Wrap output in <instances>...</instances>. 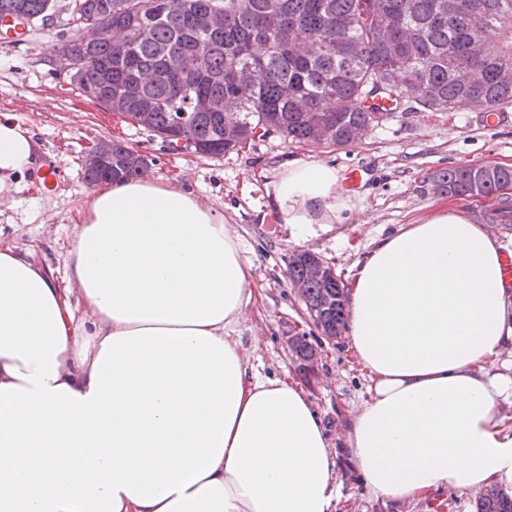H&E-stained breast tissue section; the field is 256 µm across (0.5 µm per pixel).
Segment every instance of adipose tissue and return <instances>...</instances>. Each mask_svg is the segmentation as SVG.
<instances>
[{"instance_id": "1", "label": "adipose tissue", "mask_w": 512, "mask_h": 512, "mask_svg": "<svg viewBox=\"0 0 512 512\" xmlns=\"http://www.w3.org/2000/svg\"><path fill=\"white\" fill-rule=\"evenodd\" d=\"M0 115V193L36 164ZM335 166L294 159L271 188L307 238L352 203ZM58 284L0 244V512H331L336 456L307 394L231 334L251 265L208 197L140 177L87 193ZM369 382L346 441L388 502L512 495V293L501 244L447 211L379 238L348 289Z\"/></svg>"}]
</instances>
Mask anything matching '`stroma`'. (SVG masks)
Instances as JSON below:
<instances>
[{"label":"stroma","instance_id":"stroma-1","mask_svg":"<svg viewBox=\"0 0 512 512\" xmlns=\"http://www.w3.org/2000/svg\"><path fill=\"white\" fill-rule=\"evenodd\" d=\"M69 3L54 0L46 19L29 24L24 40L0 34V114L11 115L33 133L39 163L56 165L48 183H40V171H33L25 176L24 188L0 204V240L29 251L56 279H63L76 204L91 190L84 178L87 154L103 139L126 142L146 155L148 175L215 200L240 238L262 301L247 309L235 333L246 342L259 336L252 362L261 374L304 385L286 338L313 333L315 327L288 280L292 254L313 252L343 283H350L354 265L374 240L399 225L423 220L441 207L483 223L486 202L440 193L433 174L457 165L512 168V106L504 109L497 125L489 126L481 113L466 108L419 112L404 105L347 147L291 143L270 135L218 157L172 153L149 131L91 103L60 75L54 48L74 33ZM295 158L320 160L343 172L363 171L361 188L351 194L354 209L348 218L317 228L304 240L278 222L266 191L282 165ZM318 344L320 379L304 387L336 451L342 489L335 512H436L433 498L386 503L366 492L345 433L353 410L367 397L368 381L348 336L333 342L322 338Z\"/></svg>","mask_w":512,"mask_h":512}]
</instances>
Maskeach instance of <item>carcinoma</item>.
I'll return each mask as SVG.
<instances>
[{
	"instance_id": "obj_1",
	"label": "carcinoma",
	"mask_w": 512,
	"mask_h": 512,
	"mask_svg": "<svg viewBox=\"0 0 512 512\" xmlns=\"http://www.w3.org/2000/svg\"><path fill=\"white\" fill-rule=\"evenodd\" d=\"M224 14L211 31L192 22V0H71L77 29L110 24L125 31L120 43L93 47L76 37L58 49L75 56L82 74L73 81L79 92L101 97L112 92L117 112L167 146L192 140L194 152L218 156L246 147L258 131L286 140L316 143L312 129L322 120L326 144L350 146L354 133L379 123L387 105L407 100L431 112L422 94H441L447 110L466 107L501 111L512 104V0H459L453 20L442 14L443 0H209ZM53 0H0V17L22 11L30 19L46 17ZM389 14L396 25L394 46L370 19ZM317 35L313 47L289 41L286 27ZM205 49L207 68L196 75L179 72L178 63ZM252 63L256 80L237 82L234 70ZM222 104L221 110L206 107ZM238 113L236 134L224 131V113ZM109 164L87 169L91 183L132 179L143 170L133 149L105 143ZM512 181V168L452 166L436 172L433 182L450 197H495V215L512 214V198L498 194L500 182ZM307 253L293 255L288 277L303 279ZM305 301L314 326L328 336L347 329L346 290L335 275L306 288ZM315 346L305 334L295 349L299 368ZM475 512H512V497L498 490L475 501Z\"/></svg>"
}]
</instances>
